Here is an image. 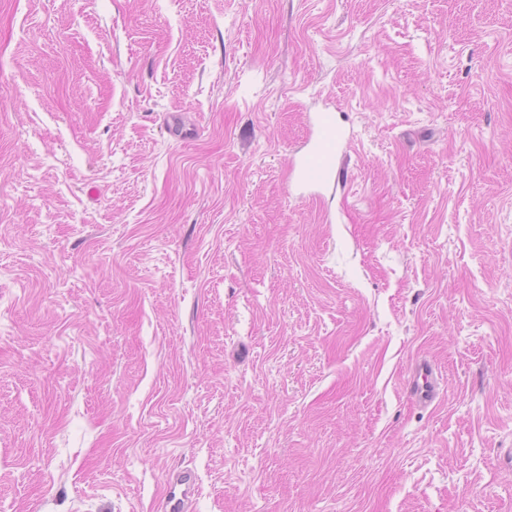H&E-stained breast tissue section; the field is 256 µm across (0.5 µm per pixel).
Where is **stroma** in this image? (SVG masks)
<instances>
[{
	"label": "stroma",
	"instance_id": "stroma-1",
	"mask_svg": "<svg viewBox=\"0 0 512 512\" xmlns=\"http://www.w3.org/2000/svg\"><path fill=\"white\" fill-rule=\"evenodd\" d=\"M511 449L512 0H0V512H512ZM335 112V105L326 104L309 116L312 136L300 154L290 161L292 181L309 190L312 196L336 187L338 154L350 141V134ZM409 390L414 401L421 406L429 407L439 399V382L436 369L427 360L415 363ZM195 480V475L191 472H180L175 475H169L167 478V492L158 503V510L161 512L192 511L190 495L195 485Z\"/></svg>",
	"mask_w": 512,
	"mask_h": 512
}]
</instances>
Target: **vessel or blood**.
I'll list each match as a JSON object with an SVG mask.
<instances>
[{"label":"vessel or blood","mask_w":512,"mask_h":512,"mask_svg":"<svg viewBox=\"0 0 512 512\" xmlns=\"http://www.w3.org/2000/svg\"><path fill=\"white\" fill-rule=\"evenodd\" d=\"M312 136L300 154L290 161V174L299 187L319 195L334 188L338 178L336 160L350 141V134L339 120L334 105L328 104L309 117ZM409 390L414 401L422 406L433 405L439 399V382L432 363H415ZM195 476L181 472L167 478V492L159 502L160 512H191V491Z\"/></svg>","instance_id":"b4317fda"}]
</instances>
